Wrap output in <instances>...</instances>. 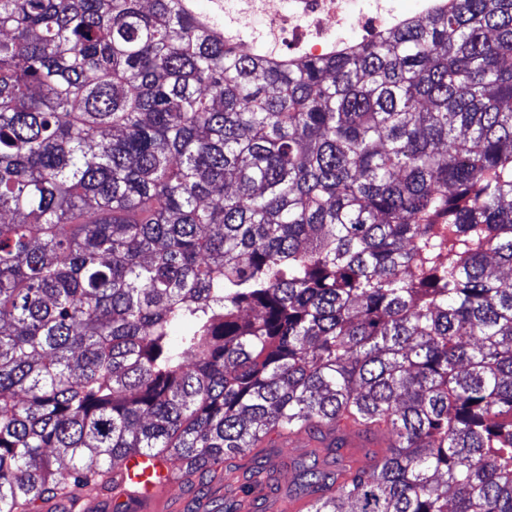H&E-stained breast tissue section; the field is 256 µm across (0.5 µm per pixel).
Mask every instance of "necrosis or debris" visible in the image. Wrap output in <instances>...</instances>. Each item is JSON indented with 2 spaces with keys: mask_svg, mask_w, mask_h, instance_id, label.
Segmentation results:
<instances>
[{
  "mask_svg": "<svg viewBox=\"0 0 512 512\" xmlns=\"http://www.w3.org/2000/svg\"><path fill=\"white\" fill-rule=\"evenodd\" d=\"M393 16L391 0H212L206 18L218 29L227 21L243 32L265 27L278 42L318 22L302 47L304 54L318 56L344 42L347 29H379Z\"/></svg>",
  "mask_w": 512,
  "mask_h": 512,
  "instance_id": "necrosis-or-debris-1",
  "label": "necrosis or debris"
}]
</instances>
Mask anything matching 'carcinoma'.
I'll list each match as a JSON object with an SVG mask.
<instances>
[{
  "instance_id": "1",
  "label": "carcinoma",
  "mask_w": 512,
  "mask_h": 512,
  "mask_svg": "<svg viewBox=\"0 0 512 512\" xmlns=\"http://www.w3.org/2000/svg\"><path fill=\"white\" fill-rule=\"evenodd\" d=\"M0 512L273 431L309 512H512V0L316 58L188 0H0Z\"/></svg>"
}]
</instances>
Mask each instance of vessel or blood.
<instances>
[{"label":"vessel or blood","instance_id":"b4317fda","mask_svg":"<svg viewBox=\"0 0 512 512\" xmlns=\"http://www.w3.org/2000/svg\"><path fill=\"white\" fill-rule=\"evenodd\" d=\"M116 485L124 489L137 512H181L174 496L171 465L160 459L131 456L115 471Z\"/></svg>","mask_w":512,"mask_h":512}]
</instances>
